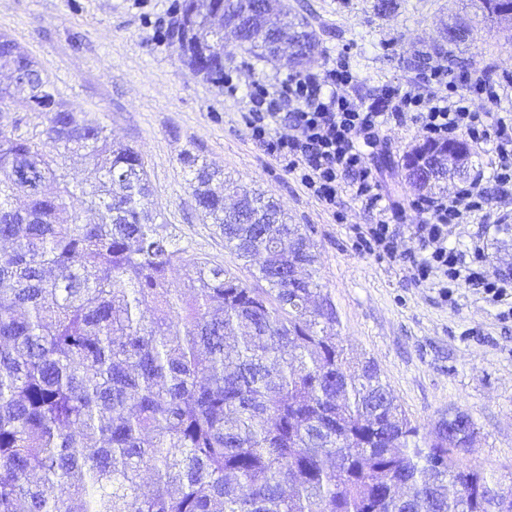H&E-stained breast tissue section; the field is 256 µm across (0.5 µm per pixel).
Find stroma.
<instances>
[{"label": "stroma", "mask_w": 512, "mask_h": 512, "mask_svg": "<svg viewBox=\"0 0 512 512\" xmlns=\"http://www.w3.org/2000/svg\"><path fill=\"white\" fill-rule=\"evenodd\" d=\"M182 0H0V34L38 64L64 109L100 120L114 140L132 146L150 175L151 204L189 256L256 285L250 269L224 246L187 184L185 154L223 170L226 189L245 186L275 198L291 223L304 225L317 261L313 274L336 308L340 334L354 354L374 360L397 402L422 431L444 413L467 412L476 426L472 452L460 465L512 482V318L481 289L441 295L413 282L403 262L360 249L353 225L375 213L351 194L328 210L293 174L251 138L245 124L248 91L276 90L290 68L256 59L235 46L224 51L232 87L193 75L169 31ZM317 37L314 69L346 59L352 92L373 93L386 83L423 92L427 66L453 75L484 72L504 89L500 109L512 112V24L485 18L481 0H287ZM463 22L465 40L433 52L443 30ZM414 128L385 131L369 159L386 197L407 205L416 192L401 166L421 143ZM488 208L508 232L486 236V266L512 276V196L486 183Z\"/></svg>", "instance_id": "35a3bbf8"}]
</instances>
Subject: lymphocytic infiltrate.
<instances>
[{"label": "lymphocytic infiltrate", "mask_w": 512, "mask_h": 512, "mask_svg": "<svg viewBox=\"0 0 512 512\" xmlns=\"http://www.w3.org/2000/svg\"><path fill=\"white\" fill-rule=\"evenodd\" d=\"M423 80L433 86L425 97L394 84L355 97L348 92L353 82L350 66L341 60L318 71L288 75L273 91L256 86L248 97L246 125L252 139L325 206L335 207L339 194L347 190L376 211L377 222L355 235L379 259H396L394 226L409 208L417 217L413 234L419 243L418 253L406 257L412 280L431 282L445 295L463 284L477 285L491 301L506 300L512 294V278L489 272L483 239L465 250L448 244L453 227L485 206L483 180L488 175L483 170H476L453 197L423 195L404 208L384 197L368 163L381 144L383 129L391 125L418 128L430 140L463 132L473 150L493 153L490 176L501 195H512V125L490 109L478 112L467 104L472 96L490 107L497 104V84L483 73L459 83L439 66L429 67ZM291 101L298 102V109L284 111V103Z\"/></svg>", "instance_id": "obj_1"}]
</instances>
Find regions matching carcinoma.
<instances>
[{
	"label": "carcinoma",
	"mask_w": 512,
	"mask_h": 512,
	"mask_svg": "<svg viewBox=\"0 0 512 512\" xmlns=\"http://www.w3.org/2000/svg\"><path fill=\"white\" fill-rule=\"evenodd\" d=\"M241 2L183 0L172 35L193 74L223 80L228 39L269 57L278 22L315 55L280 0H248L249 28L224 33ZM0 67L32 75L0 104L47 116L37 141L0 129V241L13 245L0 263V512H512L511 486L457 462L476 434L467 413L422 433L374 361L347 351L310 241L276 201L239 188L227 216L221 173L181 159L225 246L259 261L266 287L250 288L185 256L145 207L141 155L62 109L5 35ZM77 152L93 177L69 178ZM404 166L412 186H440L433 169Z\"/></svg>",
	"instance_id": "cac0c4a2"
}]
</instances>
